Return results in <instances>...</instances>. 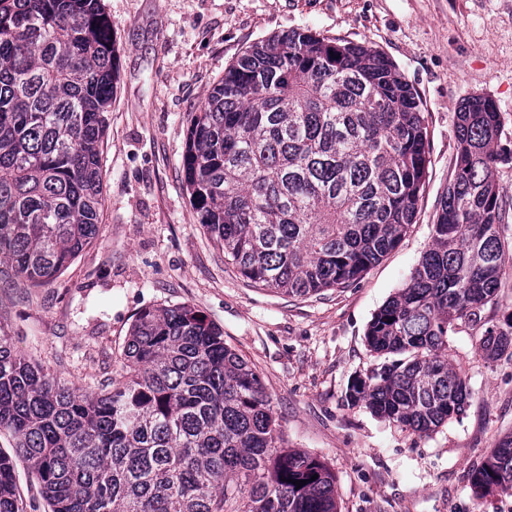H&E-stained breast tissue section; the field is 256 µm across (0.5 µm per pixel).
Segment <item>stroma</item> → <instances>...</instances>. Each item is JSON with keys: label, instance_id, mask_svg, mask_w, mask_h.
Segmentation results:
<instances>
[{"label": "stroma", "instance_id": "35a3bbf8", "mask_svg": "<svg viewBox=\"0 0 512 512\" xmlns=\"http://www.w3.org/2000/svg\"><path fill=\"white\" fill-rule=\"evenodd\" d=\"M117 90L102 147L98 236L53 282L32 287L0 263V330L45 372L91 391L118 376L145 308L188 305L260 374L289 447L336 473L340 512H512V491L474 495L469 473L512 434V358L489 362L482 330L448 338L473 396L419 436L348 405L378 359L373 314L432 242L454 177L455 114L473 96L499 111L497 182L512 204V0H103ZM293 29L385 54L420 94L431 164L416 224L355 285L291 298L244 279L195 220L183 155L190 119L246 47Z\"/></svg>", "mask_w": 512, "mask_h": 512}]
</instances>
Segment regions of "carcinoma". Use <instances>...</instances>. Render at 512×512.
Returning <instances> with one entry per match:
<instances>
[{
    "label": "carcinoma",
    "instance_id": "1",
    "mask_svg": "<svg viewBox=\"0 0 512 512\" xmlns=\"http://www.w3.org/2000/svg\"><path fill=\"white\" fill-rule=\"evenodd\" d=\"M115 60L102 0H0V262L33 286L97 237ZM423 112L378 50L308 29L256 42L192 116L183 170L196 220L255 285L297 297L349 288L415 222L430 163ZM499 132L489 97L456 113L432 244L366 332L372 352L396 359L349 387L351 404L415 433L468 406L448 336L482 321L512 269ZM485 323L477 352L512 358V313ZM0 429L15 440L14 454L0 451V512H25L17 458L50 512H340L333 471L288 447L259 374L189 306L141 310L121 378L90 393L1 333ZM470 482L480 497L512 491V434Z\"/></svg>",
    "mask_w": 512,
    "mask_h": 512
}]
</instances>
